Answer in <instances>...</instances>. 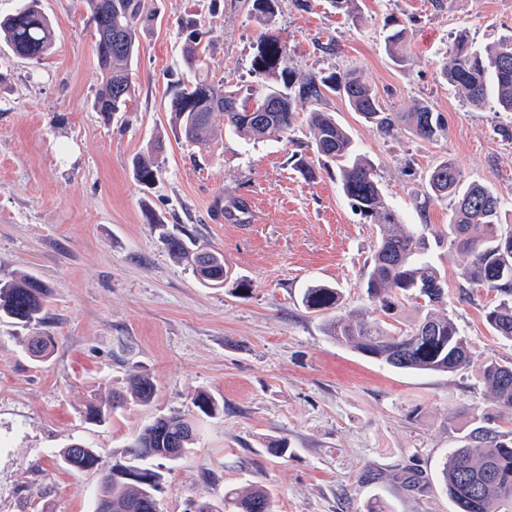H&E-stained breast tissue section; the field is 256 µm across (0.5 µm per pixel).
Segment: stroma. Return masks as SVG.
<instances>
[{
  "label": "stroma",
  "instance_id": "1",
  "mask_svg": "<svg viewBox=\"0 0 512 512\" xmlns=\"http://www.w3.org/2000/svg\"><path fill=\"white\" fill-rule=\"evenodd\" d=\"M154 22L141 31L131 65L129 111L104 116L92 107L100 86L96 37L85 0H42L55 29L53 49L32 62L0 42V279L24 271L51 290L43 323L0 322V512H93L98 470L63 467L60 451L80 441L105 466L122 464L141 430L178 411L193 419L197 440L178 461L155 460L162 476L160 512H191L226 491L264 487L272 512H456L441 469L462 444L474 416L497 414L481 382L489 360H512V342L484 318L486 295L459 300L467 254L448 246V200L420 211L427 170L453 161L464 181L496 193L512 224V141L495 127L494 100L470 105L441 75L458 31L483 48L512 35V0H278L260 24L246 0H142ZM193 13L202 24L210 74L232 85L254 80L260 38L286 41L303 71H353L389 109L430 105L448 121L446 137L382 135L339 95L318 107L334 113L376 170L387 204L421 237L445 279L447 309L471 347L453 373L395 369L326 336L321 316L300 304L319 281L342 290L337 314L369 311L361 282L380 239L356 213L335 175L304 179L290 163L310 133L247 144L211 117L215 150L194 157L175 138L168 73L181 69L174 23ZM406 31L409 63L397 66L384 36ZM334 42L335 53L322 46ZM166 146L151 187L132 160L156 138ZM245 200L247 223L227 220L217 202ZM185 230L224 255L223 287L201 285L167 252L157 224ZM248 288H237L238 279ZM54 339L47 361L29 356L30 337ZM148 375L150 404L127 402L109 422L86 421L89 401H107L130 377ZM221 412L200 415L197 391ZM287 440L282 459L269 447ZM420 472L424 489L404 481Z\"/></svg>",
  "mask_w": 512,
  "mask_h": 512
}]
</instances>
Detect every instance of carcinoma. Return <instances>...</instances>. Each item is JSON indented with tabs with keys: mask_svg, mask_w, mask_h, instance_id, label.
Segmentation results:
<instances>
[{
	"mask_svg": "<svg viewBox=\"0 0 512 512\" xmlns=\"http://www.w3.org/2000/svg\"><path fill=\"white\" fill-rule=\"evenodd\" d=\"M90 23L95 29L97 66L101 85L92 107L106 116L123 112L132 98L128 64L138 50L140 29L152 22L143 13L142 0H86ZM181 39L182 66L188 78L169 84V109L173 131L198 150L212 149L210 119L215 112L224 113L227 127L246 141H256L289 134L298 111L308 112L311 144L307 154L294 155V168L306 179L316 177L314 162L323 167L335 165L343 195L360 215L380 226L381 236L364 288L373 311L384 319L368 315L345 318L331 314L341 298L339 289L314 283L303 289L301 304L312 314L325 317L324 329L338 343L358 353L397 369L415 372H455L470 361V347L455 320L437 312L446 305L444 283L438 269L423 257L424 243L402 224L390 209L374 174L371 161L358 153L351 134L329 112L314 108L328 92L343 96L350 107L377 130L394 136L406 128L427 141H437L447 133V120L428 105L407 113L406 125L390 111L376 90L352 71L322 76L303 72L291 55L288 45L274 34L264 33L253 61L256 84L245 89L233 88L216 81L199 49L203 32L193 14L176 18ZM0 36L12 53L29 61H39L50 50L54 33L51 21L43 12L40 0H22L20 8L0 20ZM405 29L392 31L386 47L401 66L408 63L403 53ZM445 81L460 92L473 106L483 105L494 93L498 112L508 120L497 125L503 139L512 140V36L501 39L481 53L472 47L467 32H459L442 68ZM233 98L244 107L251 100L277 101L279 107L266 113L257 123L251 112H227L224 100ZM157 139L147 153L133 159L139 183L149 186L159 174L156 157L163 151ZM447 199L451 203L448 224L449 248L468 254L470 263L459 272L460 296L473 299L478 293L492 297L485 305V318L496 335L512 341V229L504 228L498 197L486 185L463 183L456 164L448 159L427 173L420 211L431 202ZM161 239L167 251L197 271L199 246L196 240L164 232ZM50 289L36 276L18 272L8 280L0 279V319L26 325L45 319ZM422 311L408 328L394 324L406 302ZM49 336H33L27 350L36 361L46 360L52 352ZM482 382L499 408L512 410V362L488 361ZM155 387L147 376L129 379L130 396L141 404L149 403ZM124 402V395L112 396L105 404L89 403L86 420L107 421L112 411ZM198 410L212 416L220 410L219 402L208 393L196 397ZM479 425L464 436V445L453 449L442 471L443 487L459 512H512V431L491 426L495 418L488 413L478 416ZM196 441L194 423L185 415L173 412L166 423H150L129 449L130 464L114 465L103 474L95 512H153L157 502L161 474L149 461L165 459L179 451L185 456ZM100 452L85 444L68 445L60 453L61 464L73 471L101 467ZM236 512H254L266 507L271 512L269 493L260 487L231 499Z\"/></svg>",
	"mask_w": 512,
	"mask_h": 512,
	"instance_id": "obj_1",
	"label": "carcinoma"
}]
</instances>
